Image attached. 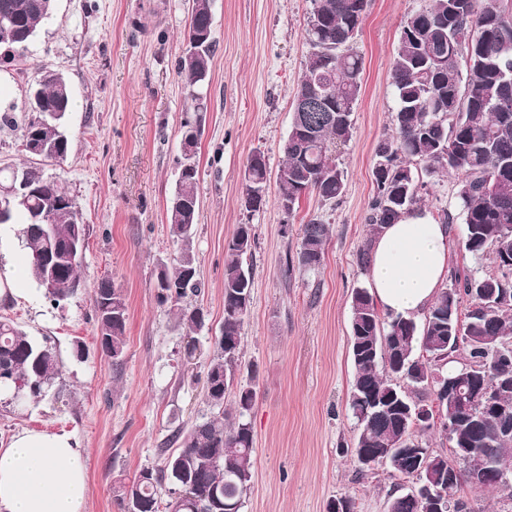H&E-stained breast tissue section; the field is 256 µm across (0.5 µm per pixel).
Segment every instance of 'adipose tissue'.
<instances>
[{"mask_svg": "<svg viewBox=\"0 0 512 512\" xmlns=\"http://www.w3.org/2000/svg\"><path fill=\"white\" fill-rule=\"evenodd\" d=\"M448 225L416 209L372 242L370 293L385 313L416 317L436 300L448 273ZM85 456L68 433L24 431L0 447V512H83Z\"/></svg>", "mask_w": 512, "mask_h": 512, "instance_id": "adipose-tissue-1", "label": "adipose tissue"}]
</instances>
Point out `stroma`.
<instances>
[{
  "mask_svg": "<svg viewBox=\"0 0 512 512\" xmlns=\"http://www.w3.org/2000/svg\"><path fill=\"white\" fill-rule=\"evenodd\" d=\"M430 0H369L355 50L363 61L353 136L336 152L346 191L336 202L308 194L292 214L278 206L275 174L283 161L297 85L305 71V29L313 0H212L217 47L203 89L207 110L197 153L200 210L193 238L202 290L193 305L207 315L203 347L184 359L189 340L155 288L176 246L166 221L181 154V123L193 105L176 62L186 46L188 0H56L31 53L0 66V164L35 165L22 146L27 90L36 67L63 73L74 98L67 125L71 150L58 167L88 229L82 274L89 286L56 306L41 291L0 305V317L51 345L60 375L45 395L0 403V444L17 433L67 432L87 464L84 512H120L122 484L164 464L177 429L218 418L203 395L214 339L224 319V253L236 225H253L247 258L252 305L242 330L240 384L257 400L250 414L254 467L242 512H327L347 496L355 512H388L389 494L411 480L379 466L359 475L357 429L348 410L351 296L369 285L358 261L372 238L366 222L375 194L374 146L392 131L391 69L403 23ZM262 154L271 176L266 203L245 210L243 175ZM456 178H426L423 208L456 213ZM320 217L330 226L318 271L288 267L300 227ZM109 277L126 294L125 358L114 369L96 337L93 286ZM83 345L76 356L75 345Z\"/></svg>",
  "mask_w": 512,
  "mask_h": 512,
  "instance_id": "stroma-1",
  "label": "stroma"
}]
</instances>
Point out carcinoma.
<instances>
[{
    "label": "carcinoma",
    "mask_w": 512,
    "mask_h": 512,
    "mask_svg": "<svg viewBox=\"0 0 512 512\" xmlns=\"http://www.w3.org/2000/svg\"><path fill=\"white\" fill-rule=\"evenodd\" d=\"M55 0H0V48L28 52L39 29L51 20ZM368 0H314L307 24L309 54L302 84L314 78L323 89L317 112L300 113L299 129L289 130L284 160L277 174L278 199L293 213L302 195L313 193L334 202L345 192L343 172L334 154L353 135L352 115L361 88L363 64L354 51ZM186 47L177 72L195 116L206 107L198 88L211 68L216 40L212 0H193ZM466 68H460L461 51ZM396 96L392 134L374 149L385 167L373 168L375 195L366 217L372 231L392 224L419 205L418 179L410 161L425 164L434 176L457 175L456 207L463 221L462 247L472 257L492 259L494 270L454 274L451 288L441 289L422 321L385 316L369 291L352 293L350 354L354 365L348 408L358 427L355 450L366 451L369 469L387 466L412 479L413 488L391 493L389 512H433L431 495L448 505L446 512H471L456 496L469 485L475 491L511 490L512 474L493 469L497 460L512 462V362L501 364L488 348L512 341V13L501 0H432L428 10L406 20L391 72ZM23 127V149L40 161L60 165L70 151L64 120L73 100L66 77L37 68ZM198 138L187 137L177 160L176 187L167 202L170 234L178 246L175 264L157 275V299L176 309V324L202 330L203 308L183 304L201 292L193 236L199 210ZM267 164L253 155L245 168L243 195L256 211L266 198ZM1 223L22 226L28 272L54 304L78 294L84 282L82 260L87 225L77 218L78 203L59 175L35 167H0ZM297 265L316 271L322 264L329 225L314 217L300 228ZM255 245L254 226L236 227L224 257V321L216 355L206 371L205 396L222 418L194 424L173 434L177 449L159 469H144L121 486L122 512H240L254 465V438L247 416L256 401L248 385L237 387L233 405L224 400L234 387L241 354L242 329L251 300L253 277L244 264ZM97 330L102 353L125 352L128 304L124 289L103 278L94 289ZM469 301L465 319L459 318ZM463 356H458L459 350ZM56 354L8 318H0V392L16 402L35 399L59 375ZM463 394L446 393L457 380ZM427 391L436 401H415ZM428 409L429 420L416 411ZM439 430L452 454L429 448L421 434ZM176 486L166 503L158 498L164 482Z\"/></svg>",
    "instance_id": "1"
}]
</instances>
